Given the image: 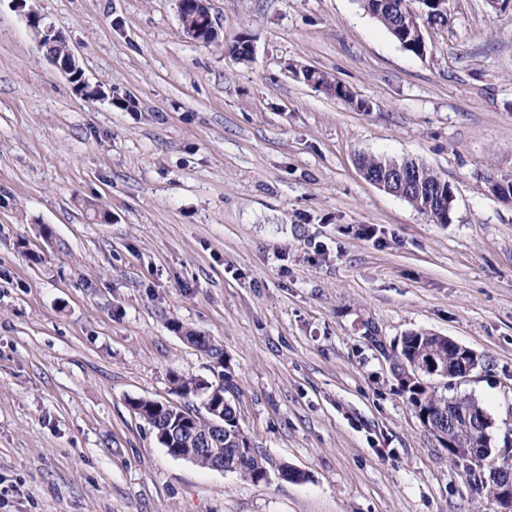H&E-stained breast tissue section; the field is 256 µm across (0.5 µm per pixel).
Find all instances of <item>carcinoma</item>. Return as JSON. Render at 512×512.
<instances>
[{
  "mask_svg": "<svg viewBox=\"0 0 512 512\" xmlns=\"http://www.w3.org/2000/svg\"><path fill=\"white\" fill-rule=\"evenodd\" d=\"M364 8L372 15L405 50L417 57H425L427 49L417 45L409 38V26L417 21L426 22L429 27L445 26L448 18L439 14L424 13L414 15L417 9H427L429 5L424 0H362ZM361 171L367 176L380 180L393 173L395 167L403 162L393 159L362 155L358 158ZM416 170L412 183L399 188L406 200L429 215L432 221L438 223L443 219L445 208L433 203L430 193L439 194L447 199L449 183L430 168L409 162ZM194 346L207 353L215 363L224 366V352L214 347L206 336L194 342ZM436 354L443 361H448V338L427 331L411 332L398 340V354L394 361L405 357L412 360H424L431 354ZM438 384H430L423 388L415 382L400 385L407 402L417 412L418 416H427V428L437 429L450 437L458 436V428L464 423V415L482 416L490 419L489 414L474 397L470 395H448V379L442 375L436 376ZM180 394L185 397L203 395L202 409L179 408L169 403L148 398H134L130 401L135 413L150 426L153 432L164 431L172 439L178 441L183 432L190 428L204 436L212 433L214 417L209 411V405L219 401L224 403V472L234 473L253 482L267 478V469L262 455L254 448L250 438L242 431L236 410L226 394L235 391L231 375L221 374V382L209 383L194 377L180 378Z\"/></svg>",
  "mask_w": 512,
  "mask_h": 512,
  "instance_id": "cac0c4a2",
  "label": "carcinoma"
}]
</instances>
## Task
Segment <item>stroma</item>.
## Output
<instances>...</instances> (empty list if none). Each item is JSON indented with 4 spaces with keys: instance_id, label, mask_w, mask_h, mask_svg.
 <instances>
[{
    "instance_id": "35a3bbf8",
    "label": "stroma",
    "mask_w": 512,
    "mask_h": 512,
    "mask_svg": "<svg viewBox=\"0 0 512 512\" xmlns=\"http://www.w3.org/2000/svg\"><path fill=\"white\" fill-rule=\"evenodd\" d=\"M29 4L112 97L76 94L0 0V512H500L380 347L478 352L456 390L503 446L512 205L488 179L512 176V0H449L423 58L357 0H209L207 45L178 0ZM362 153L448 180L450 223L366 181ZM175 322L223 348L266 480L171 456L132 410L199 406L172 376L218 378Z\"/></svg>"
}]
</instances>
